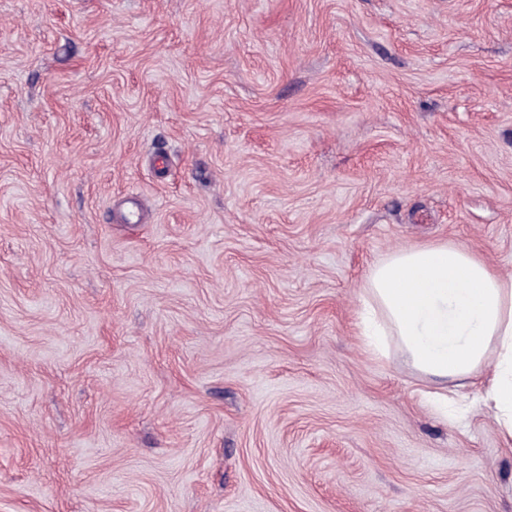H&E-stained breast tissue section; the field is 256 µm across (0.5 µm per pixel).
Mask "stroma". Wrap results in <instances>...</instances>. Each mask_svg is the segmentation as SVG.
<instances>
[{
    "label": "stroma",
    "instance_id": "35a3bbf8",
    "mask_svg": "<svg viewBox=\"0 0 512 512\" xmlns=\"http://www.w3.org/2000/svg\"><path fill=\"white\" fill-rule=\"evenodd\" d=\"M512 275V0H0V512H512V443L356 330Z\"/></svg>",
    "mask_w": 512,
    "mask_h": 512
}]
</instances>
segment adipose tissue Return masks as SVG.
Here are the masks:
<instances>
[{"instance_id": "1", "label": "adipose tissue", "mask_w": 512, "mask_h": 512, "mask_svg": "<svg viewBox=\"0 0 512 512\" xmlns=\"http://www.w3.org/2000/svg\"><path fill=\"white\" fill-rule=\"evenodd\" d=\"M356 325L374 356L392 341L425 377L480 384L512 441V278L463 247L400 248L370 269Z\"/></svg>"}]
</instances>
